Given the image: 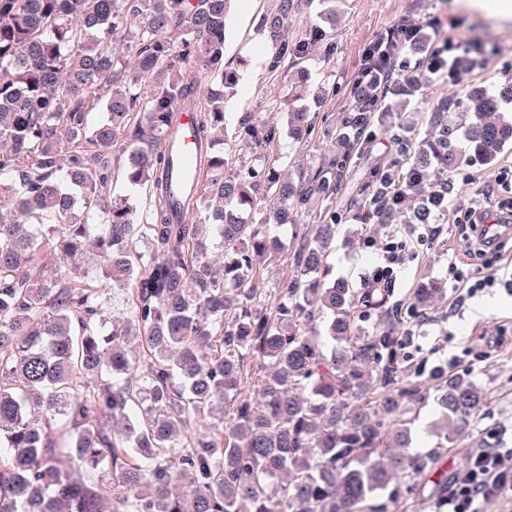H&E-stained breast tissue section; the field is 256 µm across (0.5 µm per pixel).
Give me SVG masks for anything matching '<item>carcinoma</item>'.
<instances>
[{"mask_svg":"<svg viewBox=\"0 0 512 512\" xmlns=\"http://www.w3.org/2000/svg\"><path fill=\"white\" fill-rule=\"evenodd\" d=\"M234 0H0V199H15L17 219L0 220V512H387L368 502L425 487L442 446L409 452L407 426L390 416L405 399L424 400L401 366L391 329V289L356 291L329 277L326 254L336 225L313 224L268 308L256 262L281 257L276 232L297 223L311 199L336 188L347 150L364 142L381 118L383 92L357 89L360 106L333 130L346 149L297 182L276 171L277 129L250 114L238 118L240 142L263 149L264 178L224 177L213 129H224V92L198 95L199 77L222 89L238 77L224 70V29ZM292 0H281L269 28L278 58L300 51L281 33ZM138 23L137 71L120 79L112 38L120 23ZM190 63L161 91L145 96L146 121L133 131L125 166L127 193L104 203L108 157L138 97L128 83H149ZM108 120L89 130L88 104ZM502 99L468 94L464 135L491 163L512 140V120L488 117ZM181 105L197 112L194 163L204 187L173 195L171 139ZM288 136L312 132L308 112L291 108ZM434 176L460 164L440 117L431 121ZM71 143L67 162L59 145ZM155 196L149 219L138 193ZM107 233L94 235L97 212ZM51 219L46 224L44 220ZM93 238L95 281L73 278L65 260ZM221 249L215 271L209 247ZM125 291L126 316L108 319L102 297ZM441 289L429 281L414 294L419 312ZM327 315L324 334L314 321ZM377 317L373 335L360 322ZM132 336L144 356L129 355ZM332 342L330 354L321 338ZM257 354L272 370L243 391L245 359ZM448 441L486 404L474 381L450 375L437 389ZM225 430L196 434L195 418ZM397 453L379 452L386 427ZM426 501L440 512L448 477Z\"/></svg>","mask_w":512,"mask_h":512,"instance_id":"1","label":"carcinoma"}]
</instances>
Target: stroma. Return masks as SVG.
Wrapping results in <instances>:
<instances>
[{"label": "stroma", "instance_id": "obj_1", "mask_svg": "<svg viewBox=\"0 0 512 512\" xmlns=\"http://www.w3.org/2000/svg\"><path fill=\"white\" fill-rule=\"evenodd\" d=\"M294 6L284 22L290 42L303 43L302 53L277 61V45L263 18L277 14L279 0H251L249 15L233 10L227 24L224 66L237 71L239 82L227 96L228 112H252L273 117L284 124L293 103L288 91L300 73H307L312 86L328 92L323 103L304 102L314 124L308 138H282V174L296 176L298 170L316 167L324 158L339 151L331 129L347 113L355 111V87L364 63V51L378 38L395 35L405 25L422 30L423 46L403 47L400 57L406 65L394 75L399 85H411V92L396 94L388 90L391 113L385 124L374 125L364 148L354 150L326 200L314 201L302 210L299 224H314L324 212L337 214L339 235L327 262L333 277L345 278L360 289L364 276L385 265L387 250L393 243L406 245L402 263L395 268L393 300L401 309L395 328L402 337L400 353L412 368V379L421 389L435 393L442 373H460L481 385L489 403L470 426L444 450L431 479L454 476L471 455L483 448H512V248L489 255L488 268L467 262L466 244L457 226L475 200L480 185L493 183L499 174L512 171V145L506 146L497 161L484 163L478 157L451 174L450 206L436 219L438 231L433 239L418 243L408 225L419 197L406 198L397 209L385 213L376 232L365 225L364 202L376 189V173L385 169L399 175L413 166L415 156L430 137L429 119L439 114L448 127V137L464 146L459 116L465 108L464 92L470 88L498 91L512 79V25L487 18L480 13L458 9L454 0H293ZM335 10L336 19L326 23L322 15ZM475 48L477 63L458 78L436 75L423 77L424 60L444 43ZM280 262L261 268L260 303H268L283 279L294 272L292 258L299 239L294 232L281 233ZM456 271H449V264ZM494 273V285L468 293L464 281ZM441 282L446 290L434 309L420 315L413 311L411 294L421 282ZM439 416L434 402L418 405L403 402L402 420L410 424L412 448L424 453L439 444L431 425Z\"/></svg>", "mask_w": 512, "mask_h": 512}]
</instances>
